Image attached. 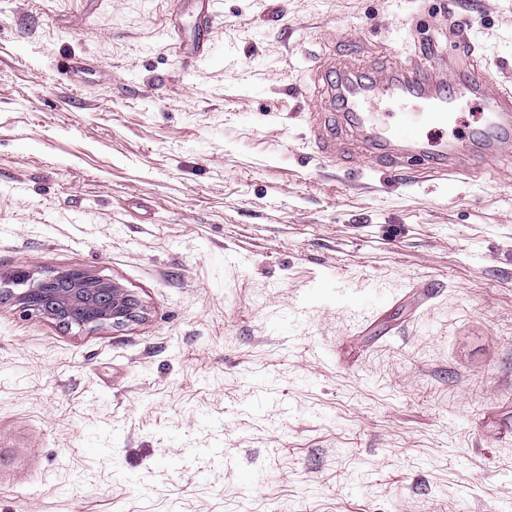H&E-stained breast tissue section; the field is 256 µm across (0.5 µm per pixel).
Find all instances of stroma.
Returning <instances> with one entry per match:
<instances>
[{"label":"stroma","mask_w":512,"mask_h":512,"mask_svg":"<svg viewBox=\"0 0 512 512\" xmlns=\"http://www.w3.org/2000/svg\"><path fill=\"white\" fill-rule=\"evenodd\" d=\"M198 7L0 0V286L140 302L0 299V512H512V155L387 173L336 101L512 86V0ZM13 294V289H8ZM24 312L77 326L121 324L137 309L135 297L114 280L68 269L30 282L15 294Z\"/></svg>","instance_id":"stroma-1"}]
</instances>
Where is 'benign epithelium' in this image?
<instances>
[{
	"label": "benign epithelium",
	"mask_w": 512,
	"mask_h": 512,
	"mask_svg": "<svg viewBox=\"0 0 512 512\" xmlns=\"http://www.w3.org/2000/svg\"><path fill=\"white\" fill-rule=\"evenodd\" d=\"M13 284L25 286L17 294L23 311L71 325L121 324L137 309L135 297L120 283L82 269H68L33 282L20 271Z\"/></svg>",
	"instance_id": "obj_1"
}]
</instances>
